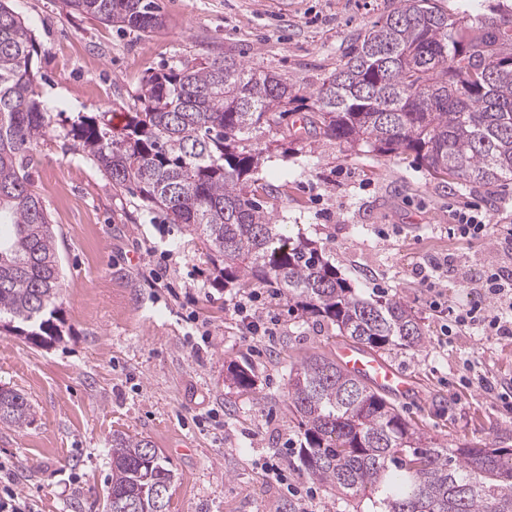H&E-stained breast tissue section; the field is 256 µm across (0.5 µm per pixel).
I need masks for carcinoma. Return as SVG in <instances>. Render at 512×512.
Segmentation results:
<instances>
[{
  "label": "carcinoma",
  "mask_w": 512,
  "mask_h": 512,
  "mask_svg": "<svg viewBox=\"0 0 512 512\" xmlns=\"http://www.w3.org/2000/svg\"><path fill=\"white\" fill-rule=\"evenodd\" d=\"M0 0V323L37 347L62 337V265L55 228L32 189L29 155L51 112L35 98L38 47ZM456 17L437 0H395L357 35L346 62L310 96L280 75L230 56L162 70L142 110L118 135L89 120L72 129L112 187L135 186L170 223L202 239L224 286L276 285L304 315L373 352L423 340L399 298L365 297L311 242L288 244L252 198L260 128L279 127L312 99L305 125L351 149L412 153L456 184L512 181V5L473 0ZM73 12L150 34L164 21L155 0H66ZM240 388L249 372L228 366ZM289 408L307 473L369 512H512V449L443 448L413 428L385 393L311 354L291 369ZM24 394L0 388V422L33 423ZM112 512H166L174 474L150 441L112 433Z\"/></svg>",
  "instance_id": "1"
}]
</instances>
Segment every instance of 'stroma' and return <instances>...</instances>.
I'll use <instances>...</instances> for the list:
<instances>
[{
    "instance_id": "1",
    "label": "stroma",
    "mask_w": 512,
    "mask_h": 512,
    "mask_svg": "<svg viewBox=\"0 0 512 512\" xmlns=\"http://www.w3.org/2000/svg\"><path fill=\"white\" fill-rule=\"evenodd\" d=\"M149 36L69 11L63 0H10L39 48L37 99L49 135L28 171L56 228L64 336L47 347L0 333V387L31 402L28 426L0 423V477L37 512H104L113 432L151 441L175 478L169 512H297L289 486L315 488L312 512H355L317 484L296 449L288 374L303 356H334L324 321L286 298L256 304L273 337L250 336L233 313L239 288L217 279L203 242L144 201L114 189L70 130L80 120L142 108L154 72L228 55L273 71L304 93L343 63L358 33L393 0H157ZM300 113L256 135L267 150L252 176L257 200L291 242H316L341 277L368 296H396L424 329L418 347L384 356L417 382L397 400L405 419L447 448H512V339L444 335L446 308L506 257L492 238L453 236L460 209L512 225V184L447 186L411 154L353 151L323 136L290 141ZM439 276L441 307L426 280ZM178 296H171V289ZM253 386L237 388L229 363ZM495 382L489 393L480 378ZM278 464L276 478L269 464Z\"/></svg>"
}]
</instances>
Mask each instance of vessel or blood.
Segmentation results:
<instances>
[{
	"instance_id": "vessel-or-blood-1",
	"label": "vessel or blood",
	"mask_w": 512,
	"mask_h": 512,
	"mask_svg": "<svg viewBox=\"0 0 512 512\" xmlns=\"http://www.w3.org/2000/svg\"><path fill=\"white\" fill-rule=\"evenodd\" d=\"M336 358L348 372L375 388L398 397L414 392L412 377L375 352L343 342L336 347Z\"/></svg>"
}]
</instances>
